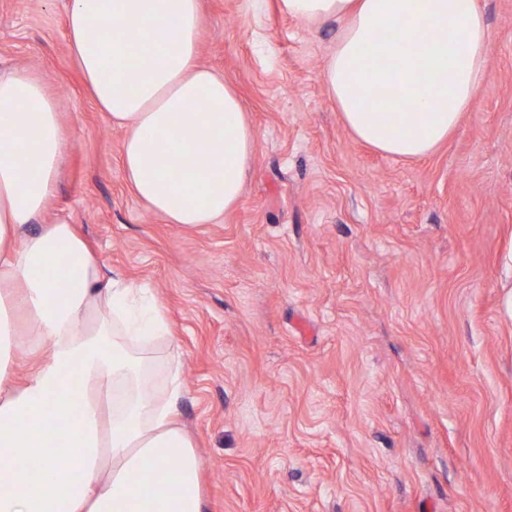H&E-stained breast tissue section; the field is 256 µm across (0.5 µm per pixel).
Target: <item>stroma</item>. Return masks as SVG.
Here are the masks:
<instances>
[{
  "label": "stroma",
  "mask_w": 512,
  "mask_h": 512,
  "mask_svg": "<svg viewBox=\"0 0 512 512\" xmlns=\"http://www.w3.org/2000/svg\"><path fill=\"white\" fill-rule=\"evenodd\" d=\"M67 2L0 0V69L38 74L75 133L46 221L164 307L152 385L178 360L209 512H512V0H480L489 79L415 161L356 141L329 100L338 22L202 0L198 62L255 144L238 206L195 225L130 191Z\"/></svg>",
  "instance_id": "35a3bbf8"
}]
</instances>
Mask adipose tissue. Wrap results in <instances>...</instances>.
<instances>
[{"mask_svg": "<svg viewBox=\"0 0 512 512\" xmlns=\"http://www.w3.org/2000/svg\"><path fill=\"white\" fill-rule=\"evenodd\" d=\"M279 7L307 24L340 22L323 70L328 97L355 139L386 155L432 153L489 77L479 0ZM202 27L199 0H71L67 14L73 61L127 132L125 179L171 224L223 218L253 161L237 94L198 62ZM387 89L397 101L371 112ZM70 137L41 77L0 72V512H207L199 458L177 422L180 377L171 373L161 394L150 384L154 346L172 334L162 304L147 285L103 279L72 224L42 220ZM23 348L35 360L19 385ZM73 380L79 392H69Z\"/></svg>", "mask_w": 512, "mask_h": 512, "instance_id": "1", "label": "adipose tissue"}]
</instances>
